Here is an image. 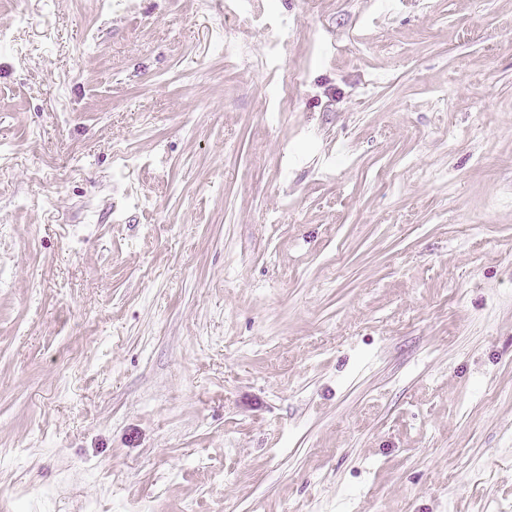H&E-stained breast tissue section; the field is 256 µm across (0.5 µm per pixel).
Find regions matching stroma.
Instances as JSON below:
<instances>
[{"instance_id": "1", "label": "stroma", "mask_w": 512, "mask_h": 512, "mask_svg": "<svg viewBox=\"0 0 512 512\" xmlns=\"http://www.w3.org/2000/svg\"><path fill=\"white\" fill-rule=\"evenodd\" d=\"M250 8L0 0V512H512V0Z\"/></svg>"}]
</instances>
